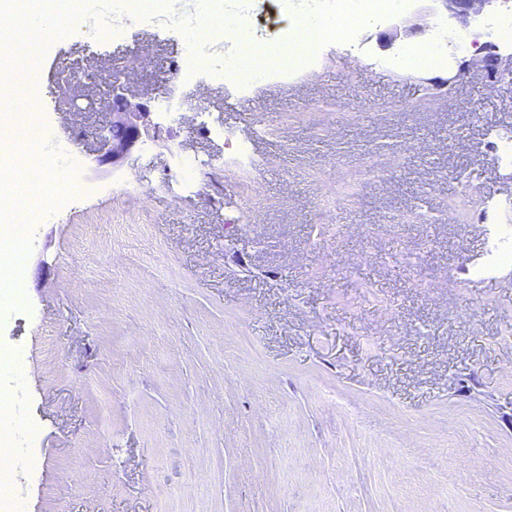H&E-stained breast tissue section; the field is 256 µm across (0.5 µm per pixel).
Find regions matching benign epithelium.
<instances>
[{
	"instance_id": "obj_1",
	"label": "benign epithelium",
	"mask_w": 512,
	"mask_h": 512,
	"mask_svg": "<svg viewBox=\"0 0 512 512\" xmlns=\"http://www.w3.org/2000/svg\"><path fill=\"white\" fill-rule=\"evenodd\" d=\"M446 15L455 20L460 29L468 28L472 23L485 17L509 9L512 0H439ZM488 82L492 85L512 78V57L503 59L494 52L481 60ZM103 104L112 113V125L108 134L103 136V146L98 155L100 165L117 166L144 138H153L156 127L150 123L149 105L125 92L119 80L110 83L109 93Z\"/></svg>"
}]
</instances>
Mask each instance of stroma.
Instances as JSON below:
<instances>
[{"mask_svg":"<svg viewBox=\"0 0 512 512\" xmlns=\"http://www.w3.org/2000/svg\"><path fill=\"white\" fill-rule=\"evenodd\" d=\"M220 7L167 0L141 23L105 5L53 27L36 59L82 188L31 223L26 309L0 313L40 429V470L14 472L27 512H512V275L473 285L476 263L512 252L494 146L512 80L461 68L481 45L374 68L430 40L386 36L435 23L431 0L246 96L171 78L186 19ZM294 18L253 0L255 41ZM113 26L124 42L85 35ZM75 65L84 79L60 84ZM114 67L131 95L164 83L182 103L115 168L95 161L112 114L94 105ZM228 136L261 160L254 180L217 165L171 188L176 156L223 157Z\"/></svg>","mask_w":512,"mask_h":512,"instance_id":"stroma-1","label":"stroma"}]
</instances>
